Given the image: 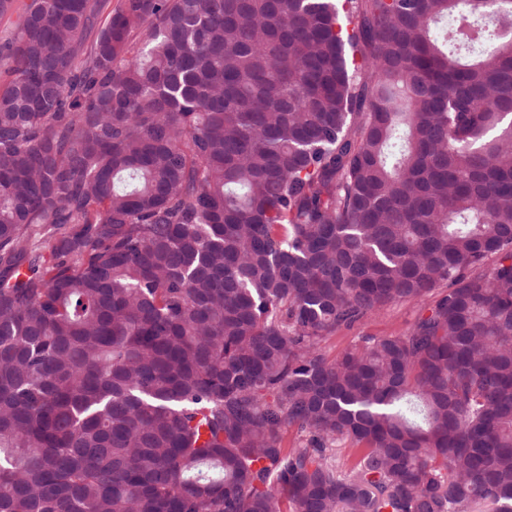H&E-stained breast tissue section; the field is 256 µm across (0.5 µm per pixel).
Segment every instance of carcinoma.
<instances>
[{"label": "carcinoma", "mask_w": 512, "mask_h": 512, "mask_svg": "<svg viewBox=\"0 0 512 512\" xmlns=\"http://www.w3.org/2000/svg\"><path fill=\"white\" fill-rule=\"evenodd\" d=\"M105 6L0 45V512H512V0ZM418 313L419 307L412 303L392 304L350 328L336 331L324 344V351L332 358L357 344L361 336L398 335L407 330Z\"/></svg>", "instance_id": "1"}]
</instances>
